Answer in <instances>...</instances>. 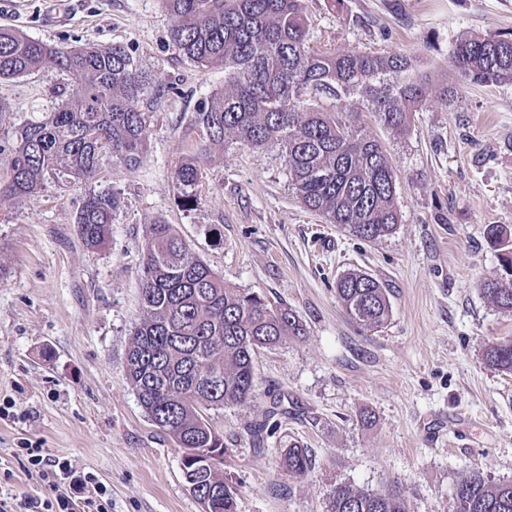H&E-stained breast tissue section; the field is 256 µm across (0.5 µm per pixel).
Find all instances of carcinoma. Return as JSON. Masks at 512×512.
Wrapping results in <instances>:
<instances>
[{"label":"carcinoma","mask_w":512,"mask_h":512,"mask_svg":"<svg viewBox=\"0 0 512 512\" xmlns=\"http://www.w3.org/2000/svg\"><path fill=\"white\" fill-rule=\"evenodd\" d=\"M174 19L170 36L183 56L224 67V89L202 103L195 122L205 132L201 151L224 148L231 137L253 150L280 149L291 186L304 207L375 241L398 224L396 179L383 143L351 111L359 97L374 121L403 133L427 99L428 77L407 53L315 50L308 44L304 0H163ZM46 64L70 76L75 91L40 121L11 129L14 148L0 194L25 197L52 176L69 184L95 178L104 161L134 168L147 147L149 125L140 110L148 81L133 52L121 45H55L0 28V80ZM449 67L472 86L512 83V35L477 36L455 45ZM336 101L326 112L320 102ZM187 207L199 204L195 161L174 172ZM115 193L91 196L77 219L86 245L110 236ZM487 243L499 252L502 273L483 284L484 296L512 312V236L488 224ZM143 318L131 331L128 381L141 406L182 456L185 481L200 487L207 512H237V491L224 482V439L205 412L252 397L259 350L301 334L290 309L254 292L231 288L199 260L171 224L150 225L141 274ZM347 315L368 329L391 312L387 289L371 274L348 271L336 280ZM486 360L512 372V340L492 344ZM283 468H312L305 448L293 446ZM456 512H512V481L478 472L452 488ZM331 512H406L398 488L378 494L339 486Z\"/></svg>","instance_id":"carcinoma-1"}]
</instances>
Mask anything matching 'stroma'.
<instances>
[{
  "instance_id": "1",
  "label": "stroma",
  "mask_w": 512,
  "mask_h": 512,
  "mask_svg": "<svg viewBox=\"0 0 512 512\" xmlns=\"http://www.w3.org/2000/svg\"><path fill=\"white\" fill-rule=\"evenodd\" d=\"M316 50L408 52L433 80L449 73L455 44L512 33V0H304ZM162 0H18L1 17L50 45H122L152 80L140 103L152 117L139 166L105 164L91 180L44 181L37 193L0 198V500L40 494L38 473L16 449L33 443L95 474L112 512H202L173 440L145 414L127 377L150 224L174 225L227 285L293 310L302 335L261 349L254 398L210 410L224 437V480L238 512H330L337 486H398L408 512H455L452 487L481 473L512 481V373L489 367V343L512 340V313L483 295L497 278L489 224L512 228V83L463 87L450 101L429 88L408 129L386 131L353 111L387 149L399 222L367 242L296 199L279 149L229 139L199 153L195 116L224 86L223 68L195 65L170 38ZM51 67L0 82V179L11 126L40 120L73 93ZM194 159L199 204L181 205L175 169ZM118 193L107 242L85 245V200ZM361 270L387 289L381 328L354 323L336 280ZM297 411L264 448L247 429L272 398ZM313 467L283 470L291 446Z\"/></svg>"
}]
</instances>
